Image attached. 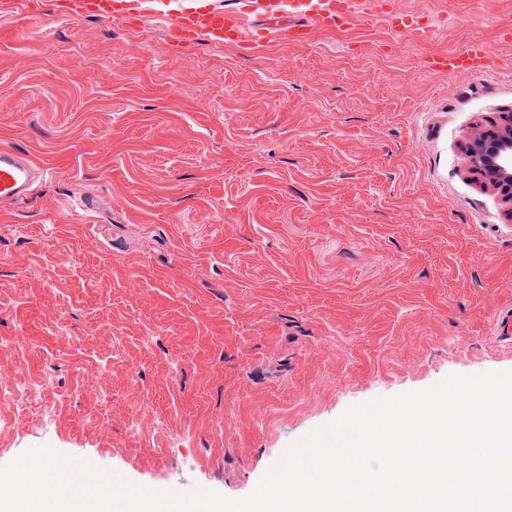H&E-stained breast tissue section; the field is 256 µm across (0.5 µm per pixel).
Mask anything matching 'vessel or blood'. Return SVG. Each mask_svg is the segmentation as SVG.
<instances>
[{
    "instance_id": "vessel-or-blood-1",
    "label": "vessel or blood",
    "mask_w": 512,
    "mask_h": 512,
    "mask_svg": "<svg viewBox=\"0 0 512 512\" xmlns=\"http://www.w3.org/2000/svg\"><path fill=\"white\" fill-rule=\"evenodd\" d=\"M71 16L90 14L100 19L161 18L170 36L185 44L204 35L217 44L243 52L276 42L289 46L309 45L316 31L340 29L352 24L364 11L374 10L373 0H236L233 10L215 7L212 0H67ZM392 35L431 39L445 26V19L404 10L381 12ZM428 68L448 74L488 71L489 51L480 42L463 49L427 58ZM46 171L12 145H0V208L9 209L28 198Z\"/></svg>"
}]
</instances>
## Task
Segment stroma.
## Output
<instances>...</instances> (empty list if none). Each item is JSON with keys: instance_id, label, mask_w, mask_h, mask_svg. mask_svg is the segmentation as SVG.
<instances>
[{"instance_id": "1", "label": "stroma", "mask_w": 512, "mask_h": 512, "mask_svg": "<svg viewBox=\"0 0 512 512\" xmlns=\"http://www.w3.org/2000/svg\"><path fill=\"white\" fill-rule=\"evenodd\" d=\"M0 0V143L48 176L0 211V465L49 445L240 498L348 407L512 370V217L464 145L512 114V0H399L254 53ZM480 40L487 75L427 70Z\"/></svg>"}]
</instances>
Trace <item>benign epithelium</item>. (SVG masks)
<instances>
[{
    "mask_svg": "<svg viewBox=\"0 0 512 512\" xmlns=\"http://www.w3.org/2000/svg\"><path fill=\"white\" fill-rule=\"evenodd\" d=\"M466 157L476 180L501 190L512 203V116L504 128L474 139L466 147Z\"/></svg>",
    "mask_w": 512,
    "mask_h": 512,
    "instance_id": "benign-epithelium-1",
    "label": "benign epithelium"
}]
</instances>
